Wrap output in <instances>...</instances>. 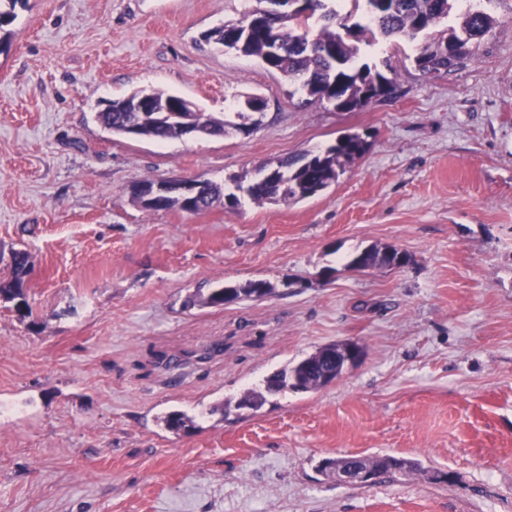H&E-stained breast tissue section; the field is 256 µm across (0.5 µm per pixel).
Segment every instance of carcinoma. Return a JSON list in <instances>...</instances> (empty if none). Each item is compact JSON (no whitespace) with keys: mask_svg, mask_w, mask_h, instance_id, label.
Masks as SVG:
<instances>
[{"mask_svg":"<svg viewBox=\"0 0 512 512\" xmlns=\"http://www.w3.org/2000/svg\"><path fill=\"white\" fill-rule=\"evenodd\" d=\"M24 0H0V31L15 18L16 6ZM344 0H306V6L287 12L277 19L262 23L251 17L263 12L257 7L241 19L229 21L212 31L216 44L231 43L230 49L258 59L269 69L281 73L293 86L289 96L299 93L305 102H328L335 109L357 111L372 103V97L394 91L387 73L393 71L390 59L380 64L360 61L361 46L374 47L378 38L402 36L411 41L423 39L414 57L417 68L426 76H442L457 70L470 57L469 45L487 36L495 19L481 9H468L452 16L455 0H351L354 11L342 13ZM152 111L176 106L184 98L162 90L149 92ZM123 99H111V109L96 113V120L106 129L118 132L120 124L137 119L134 112H119L115 106ZM234 123L222 117L210 116L209 133H228L229 128L247 120L246 113L237 112ZM185 131L177 124L150 118L142 126L141 137L156 141L177 139ZM369 142L360 133H348L335 143L305 153L295 159H283L261 166L251 179L247 176L230 178L236 190L244 192L255 204L267 201H299L314 197L335 184L344 174L346 165L361 158ZM135 199L147 211L188 209L200 213L222 199L224 206L234 208L240 199L233 193L205 182L200 198L192 207L181 203L178 196L168 197L164 204L150 206L134 189ZM14 279L0 286V297L16 302L21 317L30 314L23 288L27 274V253L16 251L12 256ZM409 255L396 248L369 247L354 255L348 267L354 270L402 267ZM275 286L265 280H249L237 285H224L206 294L197 293L189 304L198 307L222 308L240 301H260L272 296ZM336 345L320 348L291 367H284L264 381L261 390L249 389L232 405L224 402L213 411L228 414L231 409H254L266 401V395L284 390L312 392L325 387L320 366L328 365L341 376L345 359H336ZM165 428L174 433L193 427V419L182 411H172L163 418ZM361 463L381 473L392 471L410 475L420 471L419 463L411 459L398 460L391 455L363 457Z\"/></svg>","mask_w":512,"mask_h":512,"instance_id":"carcinoma-1","label":"carcinoma"}]
</instances>
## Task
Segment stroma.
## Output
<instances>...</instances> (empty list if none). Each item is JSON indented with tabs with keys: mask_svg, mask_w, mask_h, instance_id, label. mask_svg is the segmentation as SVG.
Listing matches in <instances>:
<instances>
[{
	"mask_svg": "<svg viewBox=\"0 0 512 512\" xmlns=\"http://www.w3.org/2000/svg\"><path fill=\"white\" fill-rule=\"evenodd\" d=\"M256 0H28L0 49V284L26 251L33 317L0 300V512H512V0L457 71L379 40L395 91L356 112L300 105L258 60L202 35ZM163 90L250 133H109L105 100ZM349 132L368 152L300 202L147 211L146 180H206ZM392 246L410 261L354 271ZM330 277H323L324 269ZM275 295L188 308L199 288ZM361 362L319 391L214 407L317 348ZM174 410L187 433L165 429ZM393 454L420 472L347 486L323 461ZM447 474L444 482L434 473ZM391 251V255H388ZM410 261L409 255L405 251L392 247L377 246L369 247L360 253L354 255L348 262V267L354 270H366L374 268H393L402 267Z\"/></svg>",
	"mask_w": 512,
	"mask_h": 512,
	"instance_id": "35a3bbf8",
	"label": "stroma"
}]
</instances>
